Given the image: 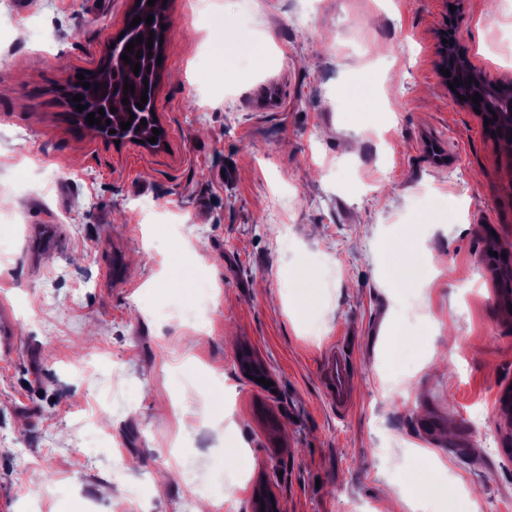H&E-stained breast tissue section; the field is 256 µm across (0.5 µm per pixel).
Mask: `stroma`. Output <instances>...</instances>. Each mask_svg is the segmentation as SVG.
I'll use <instances>...</instances> for the list:
<instances>
[{
	"label": "stroma",
	"mask_w": 512,
	"mask_h": 512,
	"mask_svg": "<svg viewBox=\"0 0 512 512\" xmlns=\"http://www.w3.org/2000/svg\"><path fill=\"white\" fill-rule=\"evenodd\" d=\"M192 7L167 0L154 150L66 102L130 0H0V512H254L260 488L280 512H382L389 488L395 512H512V275L484 247L512 262V149L439 77L443 0ZM454 7L461 53L512 79L490 50L512 0ZM36 211L56 248L30 249ZM323 383L332 404L336 410L343 411L351 402L350 394V364L344 345L336 341L322 367Z\"/></svg>",
	"instance_id": "stroma-1"
}]
</instances>
